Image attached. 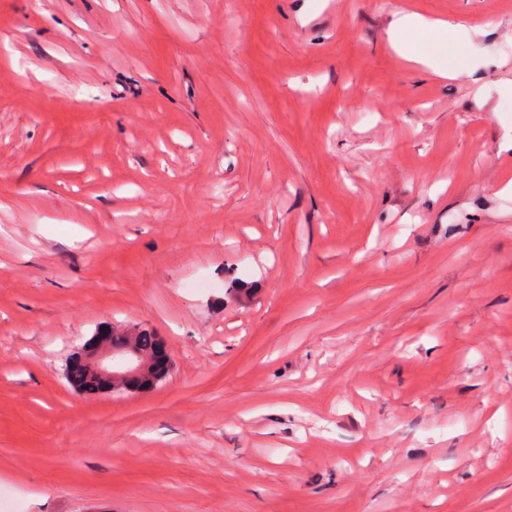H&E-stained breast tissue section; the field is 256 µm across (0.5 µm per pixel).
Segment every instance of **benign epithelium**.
Masks as SVG:
<instances>
[{
	"label": "benign epithelium",
	"mask_w": 512,
	"mask_h": 512,
	"mask_svg": "<svg viewBox=\"0 0 512 512\" xmlns=\"http://www.w3.org/2000/svg\"><path fill=\"white\" fill-rule=\"evenodd\" d=\"M171 365L172 358L165 349L148 356L133 344L116 349L111 336L99 332L71 359L65 376L78 392L97 395L120 388L137 389L168 373Z\"/></svg>",
	"instance_id": "benign-epithelium-1"
}]
</instances>
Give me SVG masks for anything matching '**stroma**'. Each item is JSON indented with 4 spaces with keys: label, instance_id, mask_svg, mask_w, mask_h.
<instances>
[{
    "label": "stroma",
    "instance_id": "1",
    "mask_svg": "<svg viewBox=\"0 0 512 512\" xmlns=\"http://www.w3.org/2000/svg\"><path fill=\"white\" fill-rule=\"evenodd\" d=\"M510 142L512 0H0L9 512H512ZM406 23L418 24L428 29L426 37L431 44L428 49L423 44H402L405 53L412 59L432 68L436 73L444 77H456L464 66H452L445 68L436 54H448L449 39L455 41L457 38L466 36L467 31L459 24L448 21L435 20L427 22L420 16L407 17ZM128 327L112 328V340L108 331L97 333L82 352L71 359L65 376L74 389L86 395L111 393L120 388L132 391L169 372L172 358L167 350L163 348L148 356L142 353L154 350L158 339L146 330ZM131 337L142 352L133 344L122 349L112 346V341L125 345Z\"/></svg>",
    "mask_w": 512,
    "mask_h": 512
}]
</instances>
